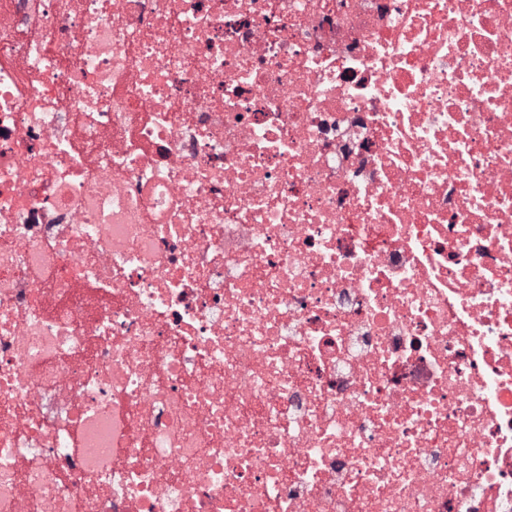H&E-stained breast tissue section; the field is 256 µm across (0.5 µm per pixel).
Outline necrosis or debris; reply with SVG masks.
<instances>
[{"mask_svg":"<svg viewBox=\"0 0 512 512\" xmlns=\"http://www.w3.org/2000/svg\"><path fill=\"white\" fill-rule=\"evenodd\" d=\"M0 512H512V0H0Z\"/></svg>","mask_w":512,"mask_h":512,"instance_id":"1","label":"necrosis or debris"}]
</instances>
